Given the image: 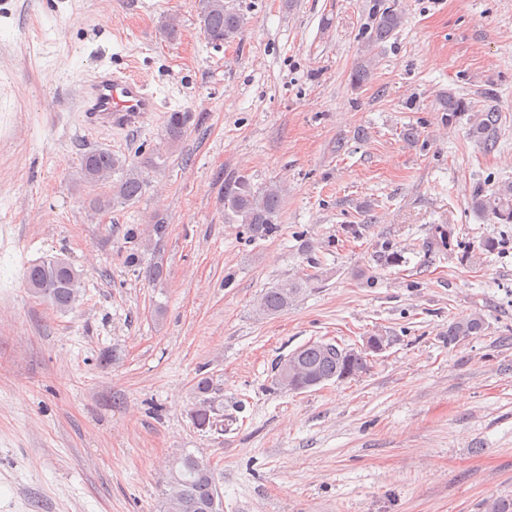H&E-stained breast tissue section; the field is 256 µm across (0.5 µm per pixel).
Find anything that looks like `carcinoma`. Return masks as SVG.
I'll use <instances>...</instances> for the list:
<instances>
[{
	"label": "carcinoma",
	"instance_id": "cac0c4a2",
	"mask_svg": "<svg viewBox=\"0 0 512 512\" xmlns=\"http://www.w3.org/2000/svg\"><path fill=\"white\" fill-rule=\"evenodd\" d=\"M199 17L203 32L214 45L234 40L244 26V18L224 0H198ZM403 13L390 6L375 16L367 45L376 46L387 42L402 26ZM440 110L445 112L448 124L455 123L467 110L465 101L452 92L440 95ZM192 119L190 112H171L165 125V140L173 145L180 141ZM500 113L494 109L472 112L468 118V134L476 140L484 152L499 148ZM157 166L153 156H146L137 163L126 160L109 150H92L81 158V174L90 182H106L112 175L119 179L112 184V196L93 200L89 207L95 211L107 209L111 204L136 201L146 186L147 170ZM283 198L281 189L270 184L254 189L243 176L224 183V210L231 218L247 226L251 235L258 239L271 237L279 232L275 223ZM471 207L477 213L499 224H512V181H505L490 192L481 191L472 196ZM317 281L309 275L305 278L284 280L267 289L260 297L258 311L267 316L288 310L304 289ZM26 284L32 295L49 302L57 311L68 312L80 300L83 290L82 273L72 264L57 257H47L27 268ZM485 329L479 315L461 317L448 323V343H459L471 336L480 335ZM374 349L358 351L342 347L336 352L322 342L305 344L294 350L288 361H278L274 366V384L284 391H302L332 379L344 380L357 376L369 368L370 354H377L390 344L388 336L374 335ZM218 391L209 376L200 377L195 384L194 403L190 416L200 427H211L220 417L213 394ZM219 496L212 467L204 457L185 452L169 465L168 491L163 512H211L210 504Z\"/></svg>",
	"mask_w": 512,
	"mask_h": 512
}]
</instances>
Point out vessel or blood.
I'll return each instance as SVG.
<instances>
[{"label":"vessel or blood","instance_id":"b4317fda","mask_svg":"<svg viewBox=\"0 0 512 512\" xmlns=\"http://www.w3.org/2000/svg\"><path fill=\"white\" fill-rule=\"evenodd\" d=\"M74 99L76 111L90 129L137 131L158 110L155 95L140 80L104 64L78 85Z\"/></svg>","mask_w":512,"mask_h":512}]
</instances>
